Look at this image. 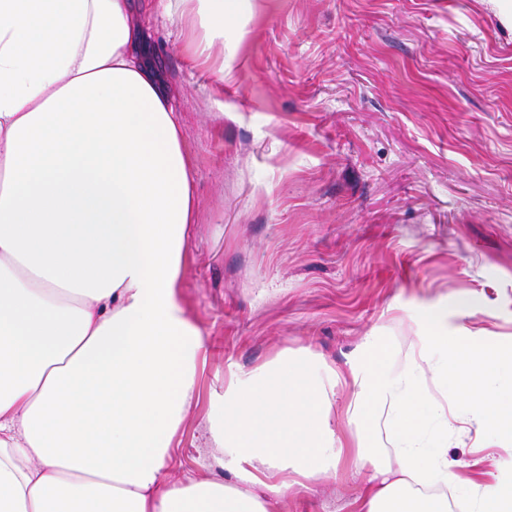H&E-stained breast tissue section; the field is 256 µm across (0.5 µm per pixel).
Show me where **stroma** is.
<instances>
[{"instance_id":"35a3bbf8","label":"stroma","mask_w":512,"mask_h":512,"mask_svg":"<svg viewBox=\"0 0 512 512\" xmlns=\"http://www.w3.org/2000/svg\"><path fill=\"white\" fill-rule=\"evenodd\" d=\"M193 162L178 290L208 347L167 484H234L207 439L232 375L373 338L407 364L431 317L512 344V20L496 0H253L232 59L187 8L138 11ZM350 475L271 512H352Z\"/></svg>"}]
</instances>
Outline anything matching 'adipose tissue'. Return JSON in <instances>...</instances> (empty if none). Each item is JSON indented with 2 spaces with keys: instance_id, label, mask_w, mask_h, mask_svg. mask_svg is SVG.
I'll return each instance as SVG.
<instances>
[{
  "instance_id": "obj_1",
  "label": "adipose tissue",
  "mask_w": 512,
  "mask_h": 512,
  "mask_svg": "<svg viewBox=\"0 0 512 512\" xmlns=\"http://www.w3.org/2000/svg\"><path fill=\"white\" fill-rule=\"evenodd\" d=\"M201 51L232 46L252 0H187ZM134 0H0V512H268L290 474L336 475L344 441L381 474L358 512H512V465L461 478L435 388L476 432L512 442V346L434 314L413 363L367 343L339 373L310 353L231 378L210 440L236 480L165 486L193 404L201 332L177 290L196 208L176 110ZM386 435L382 455L369 436Z\"/></svg>"
}]
</instances>
